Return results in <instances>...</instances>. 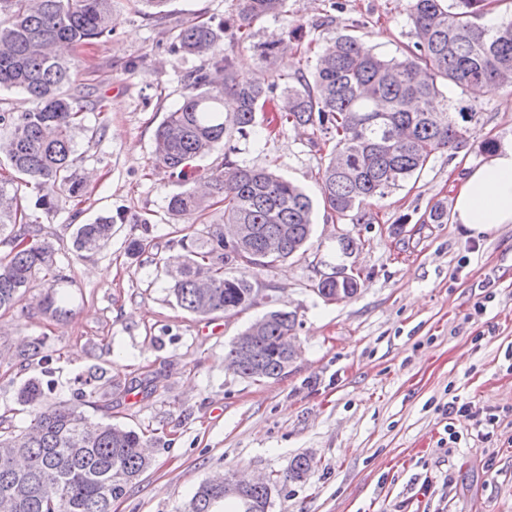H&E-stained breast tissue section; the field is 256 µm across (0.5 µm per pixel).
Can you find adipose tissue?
<instances>
[{"mask_svg":"<svg viewBox=\"0 0 512 512\" xmlns=\"http://www.w3.org/2000/svg\"><path fill=\"white\" fill-rule=\"evenodd\" d=\"M454 216L475 237L512 224V146L499 148L465 176Z\"/></svg>","mask_w":512,"mask_h":512,"instance_id":"adipose-tissue-1","label":"adipose tissue"}]
</instances>
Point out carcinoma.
<instances>
[{"instance_id": "cac0c4a2", "label": "carcinoma", "mask_w": 512, "mask_h": 512, "mask_svg": "<svg viewBox=\"0 0 512 512\" xmlns=\"http://www.w3.org/2000/svg\"><path fill=\"white\" fill-rule=\"evenodd\" d=\"M116 0H0V92L17 91L32 99L20 115L0 111V156L21 183L41 191L36 205L51 212L61 195L76 197L84 180L73 169L77 135L83 130L76 94V62L62 57L63 46L77 48L112 33ZM143 15L163 19L167 0H136ZM497 0H413L410 22L414 42L400 57L384 58L359 38L339 33L332 48L316 56L311 73L298 67L289 75L266 76L277 59L298 51L303 26L272 33L253 44L261 72L253 79L238 74L234 47L224 48V34L241 44L253 37L252 26L284 11L286 0H233L230 17L215 25L187 20L169 30L171 48L203 64L184 76L186 94L155 132L158 163L175 171L232 140L235 135L262 142L272 133L266 113L282 124L311 131L332 144L321 169L324 207L353 224L375 220L373 203L421 173L431 157L464 142L462 123L473 116L448 111L447 86L476 102L489 82L512 85V18L489 26L485 16ZM236 110L224 114V97ZM205 199L188 189L167 204L175 219L189 218L223 205L222 222L194 230L180 239L181 265L169 271L177 305L189 314H239L267 305L260 289L228 270L247 265L270 268L305 250L313 234L314 203L303 189L263 168L225 161L212 178ZM118 215L79 224L73 244L95 252L112 236ZM448 205L434 203L423 223L446 224ZM241 224L236 240H224V225ZM0 242L10 250L0 257V311L16 307L39 275L50 279L44 312H65L53 288L68 281L56 265V249L43 227L27 221L18 190L0 180ZM316 284L324 300L350 299L360 288L358 276L340 265ZM297 315L272 307L253 321L243 336H256L253 354H239L234 339L224 354L229 368L254 382L283 376L285 338L296 335ZM49 384L28 380L17 400L30 408L28 427L16 433L0 421V512H112V500L150 466L145 440L133 429L93 423L74 402L44 407ZM311 470L306 455L297 456L288 478L300 480ZM268 486L224 494V483L203 481L184 512H220L228 498L236 512H267Z\"/></svg>"}]
</instances>
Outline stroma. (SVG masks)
<instances>
[{
	"mask_svg": "<svg viewBox=\"0 0 512 512\" xmlns=\"http://www.w3.org/2000/svg\"><path fill=\"white\" fill-rule=\"evenodd\" d=\"M231 3L168 0L158 23L118 0L112 34L73 50L86 97L75 155L85 192L47 214L34 207V186L19 188L69 277L61 288L69 314H46L36 290L0 313V416L15 430L28 426L17 392L29 378L53 382V403L72 399L88 370L100 372L84 414L150 443V468L112 512H179L218 472L273 479L268 512H512V224L471 237L459 224L422 221L435 202L454 204L466 169L488 159L485 140L512 143V87L483 94L463 146L437 153L376 202L374 223L319 208L305 253L267 269L234 268L297 314V359L284 376L254 382L227 369L224 353L261 309L196 317L169 291L166 271L182 248L167 202L186 184L154 156L155 131L200 64L171 52L169 28L198 15L222 21ZM337 3L287 0L283 13L253 26L254 38L301 23L320 50L343 30L386 58L412 44V0ZM327 158L306 129L286 126L261 144L233 137L228 150L186 169L200 179L228 160L267 168L316 199ZM119 213L125 220L105 247L76 252L75 225ZM345 233L359 241L346 259ZM143 237L150 247L128 253ZM341 263L361 288L324 301L315 286ZM37 337L45 361L19 364L17 351ZM452 401L467 412H449ZM301 454L310 472L288 479Z\"/></svg>",
	"mask_w": 512,
	"mask_h": 512,
	"instance_id": "stroma-1",
	"label": "stroma"
}]
</instances>
